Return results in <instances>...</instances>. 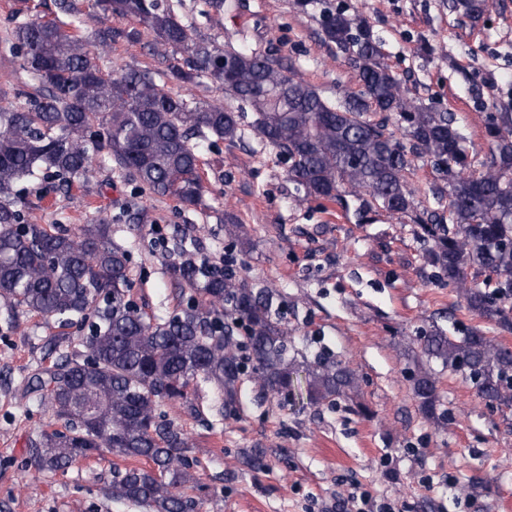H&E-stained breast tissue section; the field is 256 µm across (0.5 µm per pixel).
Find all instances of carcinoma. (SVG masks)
<instances>
[{
    "instance_id": "cac0c4a2",
    "label": "carcinoma",
    "mask_w": 512,
    "mask_h": 512,
    "mask_svg": "<svg viewBox=\"0 0 512 512\" xmlns=\"http://www.w3.org/2000/svg\"><path fill=\"white\" fill-rule=\"evenodd\" d=\"M314 2L321 4L324 42L354 64L361 85L334 101L289 61L245 44L214 45L161 0H93L92 8L151 30L163 57L181 56L165 70L117 73L98 66L95 58L111 51L115 38H134V30L105 27L91 43L39 17L0 35L5 51L21 56L27 78L17 92L23 103L0 107V299L62 326L89 324L80 348L54 345L52 364L27 382L26 392L63 422V429L29 439L38 470L62 472L104 451L143 459L148 466L115 472L107 495L144 512H196L183 492L197 483L189 440L158 412L161 403L180 401L197 418L201 409L191 396L204 384L217 393L215 414L222 420L237 412L250 366L265 388L293 403L333 402L360 387L356 371L334 359L302 366L288 358L277 290L182 262L172 276L191 295L173 315L150 316L129 299L130 251L112 241L111 224L92 219L65 230L27 221L16 208V187L40 173L55 180L56 191L75 183L93 191L99 163L157 195L197 205L203 180L190 140L207 134L239 139V115L174 95L171 81L206 77L248 106L256 133L288 157V179L306 195L344 192L359 215L381 210L409 219L417 236L434 241L428 261L468 311L512 331V116L491 119V156L479 159L469 153L454 113L412 96L358 15L324 0H295V6L305 13ZM487 6L488 0H452L467 17ZM418 159L448 180V216L418 209L409 185ZM224 232L242 247L249 242L229 213ZM418 340L427 360L465 376L489 406L512 407V350L496 338L436 329ZM412 382L421 412L435 415L432 369L416 362Z\"/></svg>"
}]
</instances>
